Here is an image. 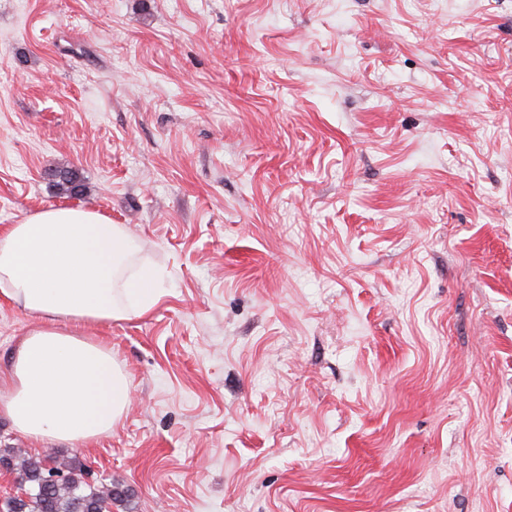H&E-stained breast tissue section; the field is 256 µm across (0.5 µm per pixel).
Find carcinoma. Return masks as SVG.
Masks as SVG:
<instances>
[{"label": "carcinoma", "mask_w": 512, "mask_h": 512, "mask_svg": "<svg viewBox=\"0 0 512 512\" xmlns=\"http://www.w3.org/2000/svg\"><path fill=\"white\" fill-rule=\"evenodd\" d=\"M57 187L71 197L78 194L82 183L77 172L62 169ZM12 460V469L29 488L25 496L7 499L0 512H112V503L122 501V494L112 488L85 491L84 473L71 467L48 469L39 458L24 456L17 461L14 449H0V463Z\"/></svg>", "instance_id": "cac0c4a2"}]
</instances>
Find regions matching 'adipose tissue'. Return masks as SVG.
Segmentation results:
<instances>
[{
  "label": "adipose tissue",
  "mask_w": 512,
  "mask_h": 512,
  "mask_svg": "<svg viewBox=\"0 0 512 512\" xmlns=\"http://www.w3.org/2000/svg\"><path fill=\"white\" fill-rule=\"evenodd\" d=\"M132 251L120 225L81 208L38 211L0 236V294L39 321L0 378V415L34 447L110 435L130 405L111 348L81 330L143 316L157 303L154 270L124 274Z\"/></svg>",
  "instance_id": "1"
}]
</instances>
